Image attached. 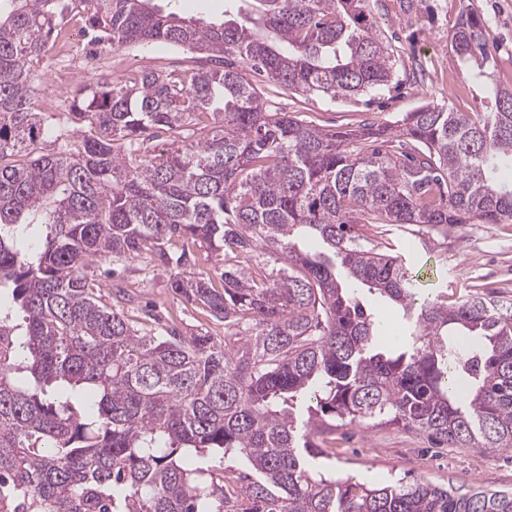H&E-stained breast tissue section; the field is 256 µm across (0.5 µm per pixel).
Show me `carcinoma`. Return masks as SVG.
<instances>
[{"label": "carcinoma", "mask_w": 512, "mask_h": 512, "mask_svg": "<svg viewBox=\"0 0 512 512\" xmlns=\"http://www.w3.org/2000/svg\"><path fill=\"white\" fill-rule=\"evenodd\" d=\"M151 2L0 0V505L512 512V490L372 485L315 464L339 422L512 447V300L450 304L357 229L512 224V90L494 88L484 112L428 104L395 125L318 128L268 111L224 55L301 93L378 91L393 52L372 0H233L243 22L209 26ZM76 15L97 44L193 56L41 112L31 65ZM451 48L474 82L490 78L474 13ZM75 126L82 140L40 153ZM161 135L158 161L148 144ZM196 244L224 252V269L183 276ZM144 253L175 265L173 292L224 321V342L146 330L121 291L110 303L94 292L90 263ZM363 289L400 306L402 341L380 342Z\"/></svg>", "instance_id": "obj_1"}]
</instances>
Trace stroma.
Here are the masks:
<instances>
[{
  "label": "stroma",
  "instance_id": "1",
  "mask_svg": "<svg viewBox=\"0 0 512 512\" xmlns=\"http://www.w3.org/2000/svg\"><path fill=\"white\" fill-rule=\"evenodd\" d=\"M373 9L381 37L396 60L394 78L381 91L331 100L262 82L245 64L240 71L260 87L270 111L294 112L326 129L392 122L428 103L456 112H481L486 90L467 78L450 46L460 14L468 10L484 22L495 80L512 88V0H375ZM176 55V49L164 45L109 52L82 41L73 57L34 64L35 104L40 111H55L100 72L118 66L131 77L143 66H161ZM360 231L373 241L382 237L373 224L362 225ZM382 238L415 267L424 289L444 288L449 302L487 289L512 297V224H469L429 244L411 243L409 234L394 225ZM169 277V267L160 263L125 262L122 278L133 298V313L159 317L185 335L202 331L223 338V322L182 301L172 292ZM335 437V447L318 465L336 478L368 483L424 480L463 491L475 484L512 488V449L439 448L424 434L371 424L346 425Z\"/></svg>",
  "mask_w": 512,
  "mask_h": 512
}]
</instances>
